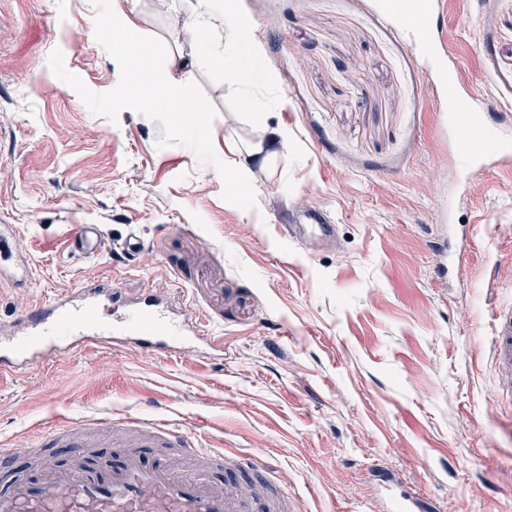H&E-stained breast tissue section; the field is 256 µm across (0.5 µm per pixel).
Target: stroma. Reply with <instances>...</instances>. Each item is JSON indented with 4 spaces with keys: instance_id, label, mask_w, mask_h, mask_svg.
<instances>
[{
    "instance_id": "1",
    "label": "stroma",
    "mask_w": 512,
    "mask_h": 512,
    "mask_svg": "<svg viewBox=\"0 0 512 512\" xmlns=\"http://www.w3.org/2000/svg\"><path fill=\"white\" fill-rule=\"evenodd\" d=\"M222 2L239 27L215 38L254 70L264 119L194 53L192 0H123L141 34L190 57L174 75L215 107L224 162L269 143L244 168L254 210L223 200L217 168L192 149L159 147L158 122L93 114L52 73L58 49L93 92L118 84L91 0H0V220L30 266L26 280L0 277V317L99 278L202 317L190 351L87 343L0 377V440L33 446L64 418L129 413L260 453L297 512H387L379 469L424 512H512V403L491 362L492 316L512 306V166L459 177L439 87L379 0ZM435 4L459 84L512 111V0ZM312 205L335 242L280 233ZM75 224L116 244L134 230L145 247L79 256ZM446 239L468 247L444 279Z\"/></svg>"
}]
</instances>
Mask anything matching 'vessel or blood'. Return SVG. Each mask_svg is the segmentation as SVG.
Instances as JSON below:
<instances>
[{
    "mask_svg": "<svg viewBox=\"0 0 512 512\" xmlns=\"http://www.w3.org/2000/svg\"><path fill=\"white\" fill-rule=\"evenodd\" d=\"M409 2L408 10L392 11L391 17L422 68L442 86L440 129L454 145L459 169L465 173L512 159V123L494 121L475 93L459 85V60L438 46L430 0ZM281 230L290 238L322 240L336 227L314 206ZM12 233V225L0 224V275L25 278L29 269L9 246ZM72 248L94 256L108 246L95 226L84 224ZM197 323L194 316L170 315L150 293L129 300L112 280L86 283L73 298L50 301L8 323L0 320V376L35 368L50 349L90 341L169 353L190 342ZM493 347L497 392L512 401V308L495 317ZM105 428L117 430L126 443L121 461L112 465L91 458L90 437ZM51 443L71 449L70 462L42 463L23 478L0 470V512H293L289 497L270 481L269 464L256 457L246 465L241 455L204 447L187 427L103 414L80 431L52 428ZM218 472L223 480H215Z\"/></svg>",
    "mask_w": 512,
    "mask_h": 512,
    "instance_id": "obj_1",
    "label": "vessel or blood"
}]
</instances>
